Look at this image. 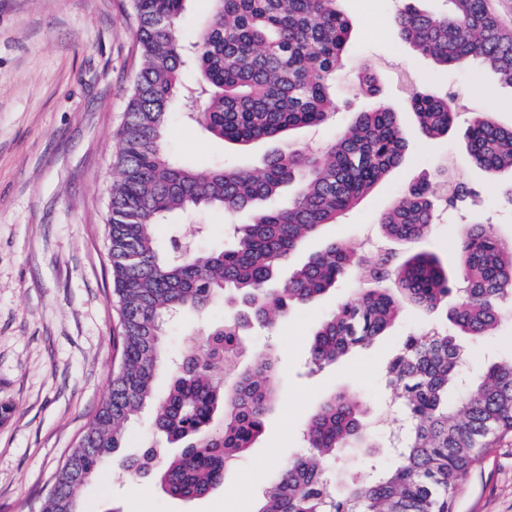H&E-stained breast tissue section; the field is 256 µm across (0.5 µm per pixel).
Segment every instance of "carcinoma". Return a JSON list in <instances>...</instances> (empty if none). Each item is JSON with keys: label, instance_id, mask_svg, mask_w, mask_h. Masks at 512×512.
Wrapping results in <instances>:
<instances>
[{"label": "carcinoma", "instance_id": "cac0c4a2", "mask_svg": "<svg viewBox=\"0 0 512 512\" xmlns=\"http://www.w3.org/2000/svg\"><path fill=\"white\" fill-rule=\"evenodd\" d=\"M184 2L132 0L140 66L115 136L117 178L106 224L119 364L107 398L56 470L42 512H77L80 487L121 447L124 424L147 404L155 408L156 430L184 447L154 466L148 459L157 456L155 448L116 459L128 476L152 475L179 500L203 497L223 483L225 468L262 435L276 400V358L255 353L243 362V326L270 327L274 317L317 301L349 278L362 288L319 325L309 346L314 368L371 345L408 306L446 309L454 331L423 329L404 337L386 366V380L400 391L403 420L394 464L373 475L330 466L373 438L363 406L345 391L333 392L307 422L308 452L280 468L254 512H454L467 474L512 435V355L491 360L458 398H448L459 382V338L491 336L504 320L501 304L512 299V240L474 222L451 243L449 265L438 252L416 248L430 238L438 207L461 208L478 196L472 183L443 167L435 184L408 186L382 215L384 234L410 246L407 254H361L328 239L278 281L280 267L308 238L338 223L403 163L407 139L397 112L378 100L377 76L365 71L360 88L376 104L354 113L323 147H279L258 173L176 163L165 135L187 60L201 76L198 90L185 95L191 118L232 144L279 141L334 116L336 75L353 32L339 0H212L211 22L187 44L177 29ZM416 2L406 0L394 18L404 43L445 68L477 61L512 88V28L491 0H447L443 15ZM409 101L425 136L454 128L459 112L452 95L424 89ZM464 142L480 170L512 172V126L499 125L492 113L469 118ZM204 207L230 217L246 213L249 220L233 225L234 242L222 250L185 251L176 239L167 249L159 245L156 228L165 217ZM454 288L460 297L450 307ZM219 297L239 305L240 315L186 337L167 391L157 395L168 317L185 309L202 313ZM218 413L222 425L215 429Z\"/></svg>", "mask_w": 512, "mask_h": 512}]
</instances>
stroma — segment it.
<instances>
[{"label": "stroma", "instance_id": "35a3bbf8", "mask_svg": "<svg viewBox=\"0 0 512 512\" xmlns=\"http://www.w3.org/2000/svg\"><path fill=\"white\" fill-rule=\"evenodd\" d=\"M340 7L354 33L336 82V113L321 126L300 129L294 139L303 146L330 143L353 113L372 108L375 100L356 93L357 73L367 68L379 78V99L400 115L407 159L341 223L310 239L304 253L319 250L328 236L358 245L379 241L405 253L404 245L383 237L379 216L443 163L477 184L481 199L465 212L441 211L429 246H447L476 220L512 239V209L501 202L512 173L486 175L470 164L463 147L471 113L489 111L501 126L512 125V88L478 64L446 69L415 54L390 25L401 0H341ZM136 26L131 0H0V405L10 408L0 419V512H41L56 468L108 394L118 315L105 224L116 178L115 135L139 67ZM412 84L457 94L460 116L448 136L420 133L408 103ZM166 146L174 160L197 169L256 171L275 144L240 147L214 139L185 119L176 99ZM157 236L163 243L186 237L193 247L213 250L223 248L232 230L222 211L202 210L167 216ZM356 287L343 282L279 318L272 329H249L252 349L278 359L277 402L263 435L225 471L221 485L201 498L177 500L152 479L120 477L109 460L81 488L80 512H254L281 465L306 453L307 420L335 391L362 401L369 421L398 428L400 415L390 404L395 392L386 386L383 368L404 336L437 318L407 311L377 343L312 368L314 332ZM231 314L220 301L204 315L187 312L167 324L157 392L166 391L169 363L185 337ZM455 512H512V436L468 474Z\"/></svg>", "mask_w": 512, "mask_h": 512}]
</instances>
